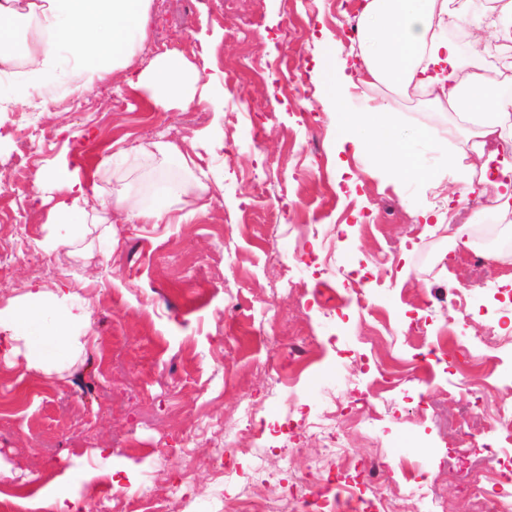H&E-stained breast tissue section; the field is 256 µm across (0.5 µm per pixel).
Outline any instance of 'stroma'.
I'll list each match as a JSON object with an SVG mask.
<instances>
[{
    "instance_id": "35a3bbf8",
    "label": "stroma",
    "mask_w": 512,
    "mask_h": 512,
    "mask_svg": "<svg viewBox=\"0 0 512 512\" xmlns=\"http://www.w3.org/2000/svg\"><path fill=\"white\" fill-rule=\"evenodd\" d=\"M249 8L254 25L235 35L238 14L224 0H153L140 49L209 62L224 91L221 119L202 104L157 109L146 92L123 90L120 73L84 94L56 95L46 112H0V130L10 134L0 143V308L28 284L80 275L93 337L51 376L29 369L23 355L0 356V394L15 400L0 412V461L13 472L1 492L32 491L35 507L73 492L77 507L100 512L98 491L116 479L163 503L175 497L183 451L192 448L187 512H221L223 491L206 459L216 448L256 447L249 435L224 434L249 406L270 426L264 466L282 478L305 475L321 458L306 425L332 416L353 460L388 459L390 471L366 493L390 512H422L400 488L406 467L425 472L439 500L463 504L470 473L482 466L474 449L498 407L512 405L504 371L512 366V288L501 283L512 256L478 260L476 224L448 231L459 185L446 156L429 157L443 179L435 190L398 181L345 142L319 74L326 65L354 76L360 56L338 0H251ZM489 14L475 10L466 36L482 38L484 63L500 70L512 62V42L485 39ZM378 103L408 125H448L443 108L383 84L353 91L346 109ZM205 128L224 141L212 163L223 202L187 224L117 221L109 241L94 228L72 246L41 249L50 205L33 181L61 151L107 194L126 165L130 188L146 196L183 169L159 155L114 157V145L179 143ZM316 230L334 248L335 266L368 270L354 290L364 306L327 315L282 288L288 267L310 283L323 278L321 259L303 249ZM452 283L470 288L468 318H448ZM296 335L322 360L289 388L276 378ZM441 336L479 345L486 373L447 356L384 389L378 366L413 361ZM364 389L376 417L347 411ZM473 390L482 391L481 406H468ZM156 448L167 449L166 465H155ZM87 471L96 474L89 483Z\"/></svg>"
}]
</instances>
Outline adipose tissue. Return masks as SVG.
I'll return each instance as SVG.
<instances>
[{
  "mask_svg": "<svg viewBox=\"0 0 512 512\" xmlns=\"http://www.w3.org/2000/svg\"><path fill=\"white\" fill-rule=\"evenodd\" d=\"M152 0H0V112L32 106L37 93L62 87L82 94L124 70L125 83L146 90L154 107L170 110L192 102L223 114L224 97L215 93L205 67L185 65L171 53L139 57L147 37ZM462 10L455 0H364L359 16L362 65L354 88L379 83L432 96L455 121L468 125L465 150L455 156L462 174L460 197L474 190L472 174L488 172L501 152L512 150L503 136L512 123V88L492 75L478 46L461 53L450 41L437 39L435 24L455 25ZM326 100L335 108L348 142L372 152L400 180L434 184L419 145L436 150L447 140L431 126L401 125L388 105L369 112H349L346 95L336 88L335 70L325 67ZM207 132L189 147L154 140L135 146L142 157L163 155L182 168L194 165L193 154L212 150ZM34 187L54 196L47 234L40 246L53 252L84 238L88 226L112 229L113 214L127 224H184L204 212L207 175L190 179L163 177L151 196L126 189L104 196L96 182L73 169L66 154L41 169ZM84 280L48 289L40 284L0 309V346L23 354L31 369L51 375L62 359L84 350L87 305L78 293Z\"/></svg>",
  "mask_w": 512,
  "mask_h": 512,
  "instance_id": "adipose-tissue-1",
  "label": "adipose tissue"
}]
</instances>
